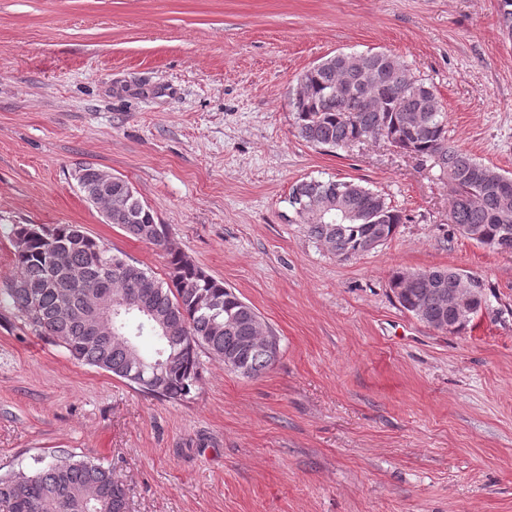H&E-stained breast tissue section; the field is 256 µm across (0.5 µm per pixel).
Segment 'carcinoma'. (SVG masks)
Instances as JSON below:
<instances>
[{"label":"carcinoma","mask_w":512,"mask_h":512,"mask_svg":"<svg viewBox=\"0 0 512 512\" xmlns=\"http://www.w3.org/2000/svg\"><path fill=\"white\" fill-rule=\"evenodd\" d=\"M499 22L512 38V0H500ZM291 106L297 135L313 147L338 150L382 140L421 161L439 158L433 170L448 182L453 223L483 246L512 251V176L450 142L433 86L398 57L370 52L368 65L359 69L336 54L328 56L299 75ZM288 202L309 235L344 259L384 244L402 223L401 212L383 194L353 180L301 181ZM112 224L146 244L161 246L168 237L167 225L156 222L120 177L112 182ZM14 236L15 270L0 294L37 335L57 341L77 361L170 400L186 396L197 383L202 350L225 363L250 342L247 360L254 378L276 362L268 347L278 344L277 337L262 338L252 329L255 309L180 252H168L169 281L162 282L77 224H22ZM57 247L67 249L69 268L52 264ZM457 275L448 268L411 278L398 271L390 288L399 305L421 322L448 324L456 318ZM131 282L139 284L138 298L153 316L123 310L114 316L112 335H90L87 318L99 294L121 296ZM230 317L234 327L226 330ZM146 327L164 352V379L158 384L148 373L132 376L122 341L124 336L137 340ZM0 505L7 512H122L127 498L111 469L63 455L33 473L0 476Z\"/></svg>","instance_id":"carcinoma-1"}]
</instances>
